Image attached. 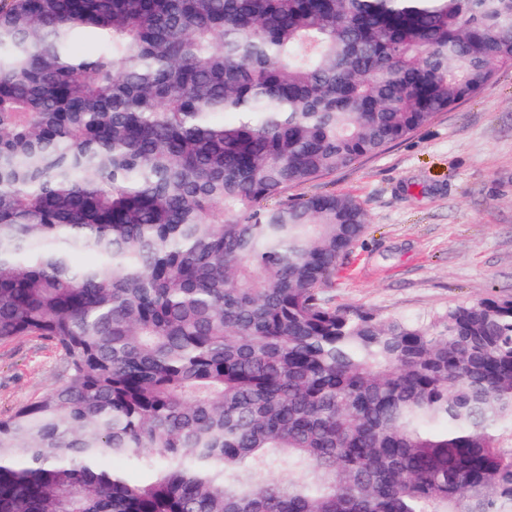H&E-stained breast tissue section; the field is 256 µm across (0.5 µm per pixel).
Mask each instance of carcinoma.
I'll list each match as a JSON object with an SVG mask.
<instances>
[{"mask_svg": "<svg viewBox=\"0 0 512 512\" xmlns=\"http://www.w3.org/2000/svg\"><path fill=\"white\" fill-rule=\"evenodd\" d=\"M501 68L512 0H0V341L66 359L0 512H512V299L336 308L365 211L288 199Z\"/></svg>", "mask_w": 512, "mask_h": 512, "instance_id": "obj_1", "label": "carcinoma"}]
</instances>
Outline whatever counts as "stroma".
I'll return each instance as SVG.
<instances>
[{
	"label": "stroma",
	"instance_id": "obj_1",
	"mask_svg": "<svg viewBox=\"0 0 512 512\" xmlns=\"http://www.w3.org/2000/svg\"><path fill=\"white\" fill-rule=\"evenodd\" d=\"M321 192L354 197L367 220L326 292L334 306L416 319L512 298V68L399 143L288 195ZM62 380L53 342H0V418Z\"/></svg>",
	"mask_w": 512,
	"mask_h": 512
}]
</instances>
